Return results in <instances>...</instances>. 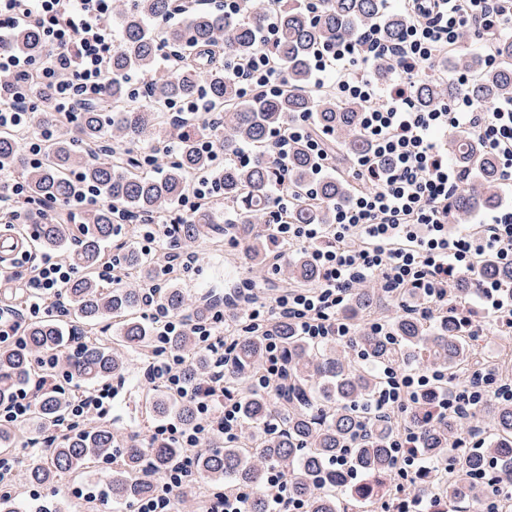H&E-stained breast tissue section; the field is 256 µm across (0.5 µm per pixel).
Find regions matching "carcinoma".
I'll list each match as a JSON object with an SVG mask.
<instances>
[{
	"instance_id": "1",
	"label": "carcinoma",
	"mask_w": 512,
	"mask_h": 512,
	"mask_svg": "<svg viewBox=\"0 0 512 512\" xmlns=\"http://www.w3.org/2000/svg\"><path fill=\"white\" fill-rule=\"evenodd\" d=\"M119 26L120 43L112 54V82L107 97L86 104L73 113L69 134L55 135L45 148L39 167H28L24 161V144L11 134L0 135V172L9 174L23 170L33 196L63 201L73 192L70 172L81 169L87 181L102 191L106 204L87 215L76 259L85 269H92L112 239L113 212L132 216L155 215L167 211L185 191L189 176L211 167L210 157L198 150L203 136L218 139L224 154L233 155L243 144L256 148L255 160L247 167H226L218 174L223 187L224 203L236 212V222L224 225V235L237 238L255 264L268 260L272 239L268 228L256 222L271 202L270 192L277 182L297 193L298 202L290 220L296 224H328L332 206L349 197L350 183L343 175L321 181L317 199L304 198L312 180L314 159L295 144L281 170L268 152L272 134L305 113L315 114L314 127L327 133L336 157L351 159L369 151L367 139L359 130V114L363 104L338 103L333 96L314 92L310 82L309 63L313 51L338 38H356L361 30L374 23L382 24L383 35L394 39L405 26L402 12L384 13L383 0H322L318 16H311L298 0H251L245 15L228 19L219 8L197 7L186 0H116L114 6ZM276 10L279 40L271 55L282 70L285 91L276 97L242 99L236 87L225 77L220 63L221 51L237 56L248 55L257 47V29L266 12ZM182 21L161 25L172 13ZM18 48L34 57L42 51L37 33L28 30L16 40ZM169 47L179 63L165 76L156 78L148 87L147 98L140 100L127 83V75L135 70L149 74L156 66L160 47ZM498 61L485 63L481 53H468L466 46L453 53L455 63L473 74V80L459 88L437 71L419 79L416 103L428 107L443 96L462 90L476 103L489 107L512 96V38L501 36L495 43ZM206 82L212 107L224 115L218 128L200 117L185 122L178 135V152L174 161L163 165L158 175L136 172L135 150L139 145L162 144L169 136L168 123L161 112L173 103L193 99L201 82ZM452 158L465 168L475 169L480 182L460 192L450 204L458 219L469 210L497 204L499 175L494 160L481 152L478 142L464 134L450 139ZM38 234L47 250L66 247L72 239L68 225L44 215H32ZM218 212L206 205L179 226V235L195 241L216 230ZM122 260L129 268H139L143 278H155L154 270L134 250H127ZM288 277L297 286H310L317 271L302 251L288 256ZM482 274L512 284V267H502L490 259L482 263ZM74 317L88 324H98L109 316L136 309L142 304L141 290L119 286L105 288L86 275L75 280L66 291ZM472 295V284L461 277L448 293V303L459 302ZM165 308L172 313L187 312L193 321L209 316L210 309L234 300L226 294L203 297L192 305L181 289L171 285L162 292ZM374 289L360 288L349 299L342 315L353 319L370 311ZM394 341L370 332L355 337L351 346L359 348L365 359L351 362L347 347L327 348L313 345L294 334L286 324L273 332L280 336L284 349L285 383L272 392L248 389L249 374L258 366L264 350L263 336L246 333L237 339L233 360L224 388L241 395L245 420L255 428L248 442H235L198 452L195 466L204 483L244 484L260 488L264 463H275L288 477V493L307 505L308 512H341L338 488L346 476L328 468L330 459L351 448L352 464L373 478H386L391 471L389 443L396 425L363 408L379 382L378 368L397 363L410 368L423 365L447 370L448 383L456 372L470 364L485 363V354L477 349L454 315L439 313L431 323L409 313L392 316ZM119 341L129 349L152 352V336L147 325L136 320L121 323ZM28 346L24 349L0 350V402L12 397L16 388L33 379L30 352L67 348L58 325L38 322L27 329ZM170 350L188 353L191 359L184 370L186 380L194 382L209 367L206 354L199 351L189 335L174 336ZM71 372L86 384H94L111 376L126 377L130 366L97 339L81 346L76 356L65 358ZM65 399L58 391L43 394L36 417L48 424L62 414ZM282 414L285 431L266 434L262 423L273 412ZM492 427L485 447L478 450L450 449L451 439L460 427L453 417L438 418L422 429L420 448L428 457L434 474L427 479L421 494L427 499L439 495L447 506L465 502L479 512L485 501L500 495L501 508L509 507L503 490L512 486V405L490 400L478 412L476 426ZM117 441L112 426L90 428L75 434L50 449L44 457L29 461L26 478L47 484L58 477L87 467L95 460L112 454ZM128 449L112 471L108 494L115 502L149 496L153 491L151 475L161 473L180 450L164 443L147 445L127 440ZM497 464L501 480L497 488L470 482V476Z\"/></svg>"
}]
</instances>
